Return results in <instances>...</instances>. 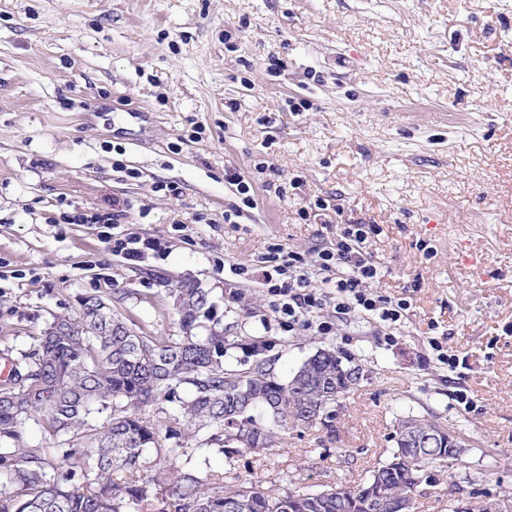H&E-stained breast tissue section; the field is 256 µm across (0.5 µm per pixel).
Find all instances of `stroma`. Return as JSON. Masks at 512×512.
Listing matches in <instances>:
<instances>
[{"label": "stroma", "instance_id": "35a3bbf8", "mask_svg": "<svg viewBox=\"0 0 512 512\" xmlns=\"http://www.w3.org/2000/svg\"><path fill=\"white\" fill-rule=\"evenodd\" d=\"M228 170L253 186L234 224ZM91 212L164 256L129 261L63 219ZM346 224L376 225L373 289L411 303L394 340L365 316L285 332L233 272ZM180 280L208 293L227 368L285 379L326 347L365 374L316 427L236 456L237 475L276 494L354 485L389 458L396 418L424 416L467 452L415 512L486 496L512 512V0H0V359L89 295L178 335ZM191 392L145 409L165 447Z\"/></svg>", "mask_w": 512, "mask_h": 512}]
</instances>
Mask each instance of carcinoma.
<instances>
[{
    "mask_svg": "<svg viewBox=\"0 0 512 512\" xmlns=\"http://www.w3.org/2000/svg\"><path fill=\"white\" fill-rule=\"evenodd\" d=\"M181 335L144 336L114 314L100 297H85L74 317H56L37 348L12 364L0 384V512H166L157 496L164 478L138 476L151 453L184 458L169 488L175 512H366L365 489L390 504L415 492V472L399 460L420 457L448 467L457 458L448 447V427L425 417L397 419L396 447L387 462L354 487L296 490L284 495L244 479L205 482L198 466L209 462L208 448H162L166 421L144 417V408L166 397L174 384L194 388L181 401L189 426L210 428V441L223 443L228 463L249 452L263 455L279 428H309L310 406L326 410L340 403L343 369L350 358L328 349L300 366L302 376L280 380L263 361L249 371L224 368V332L202 322L209 318L208 295L183 282ZM111 409L103 430L89 417ZM39 417L61 438L55 448L23 446L26 422Z\"/></svg>",
    "mask_w": 512,
    "mask_h": 512,
    "instance_id": "1",
    "label": "carcinoma"
}]
</instances>
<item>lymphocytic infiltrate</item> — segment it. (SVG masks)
Listing matches in <instances>:
<instances>
[{"instance_id": "lymphocytic-infiltrate-1", "label": "lymphocytic infiltrate", "mask_w": 512, "mask_h": 512, "mask_svg": "<svg viewBox=\"0 0 512 512\" xmlns=\"http://www.w3.org/2000/svg\"><path fill=\"white\" fill-rule=\"evenodd\" d=\"M373 230L370 224L344 225L335 243L319 246L309 258L274 247V265L264 271L261 286L273 313L288 330L314 325L316 314L329 306L340 319L370 317L383 328L385 336L398 331L410 303L373 293L372 285L380 276L379 267L366 253ZM314 267L323 276V288L311 285L310 270Z\"/></svg>"}]
</instances>
